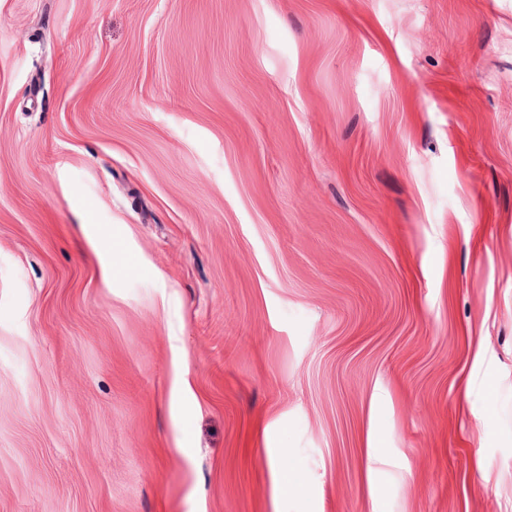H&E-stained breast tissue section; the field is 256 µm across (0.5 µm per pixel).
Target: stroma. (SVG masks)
Returning <instances> with one entry per match:
<instances>
[{
    "label": "stroma",
    "mask_w": 512,
    "mask_h": 512,
    "mask_svg": "<svg viewBox=\"0 0 512 512\" xmlns=\"http://www.w3.org/2000/svg\"><path fill=\"white\" fill-rule=\"evenodd\" d=\"M0 512H512V0H0Z\"/></svg>",
    "instance_id": "obj_1"
}]
</instances>
